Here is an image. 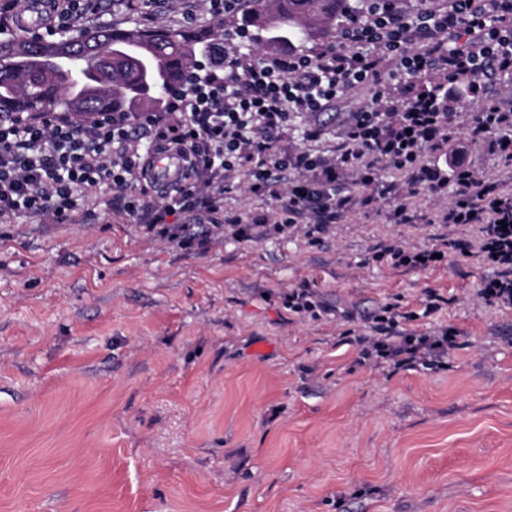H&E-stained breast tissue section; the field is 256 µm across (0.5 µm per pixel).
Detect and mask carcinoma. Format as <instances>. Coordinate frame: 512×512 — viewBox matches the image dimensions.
Segmentation results:
<instances>
[{
	"mask_svg": "<svg viewBox=\"0 0 512 512\" xmlns=\"http://www.w3.org/2000/svg\"><path fill=\"white\" fill-rule=\"evenodd\" d=\"M242 28L266 33L256 42L277 47L320 38L358 0H248ZM209 29H85L41 44L0 37V113L66 112L84 121L98 112L160 109L167 93L187 85L210 54Z\"/></svg>",
	"mask_w": 512,
	"mask_h": 512,
	"instance_id": "carcinoma-1",
	"label": "carcinoma"
}]
</instances>
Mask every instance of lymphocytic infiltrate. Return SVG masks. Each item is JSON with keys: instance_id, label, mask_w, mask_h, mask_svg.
I'll list each match as a JSON object with an SVG mask.
<instances>
[{"instance_id": "1", "label": "lymphocytic infiltrate", "mask_w": 512, "mask_h": 512, "mask_svg": "<svg viewBox=\"0 0 512 512\" xmlns=\"http://www.w3.org/2000/svg\"><path fill=\"white\" fill-rule=\"evenodd\" d=\"M357 88L367 90L369 102L348 113L333 155L274 150L273 134L298 118L307 121L304 139H320L318 115ZM463 90L481 105L468 122L469 136L489 140L493 152L512 162V100L503 97L512 92V0H417L410 8L403 0H366L341 24L335 43L214 60L204 75L169 94L161 112H106L86 125L60 112L0 114V218L70 224L104 197L111 210L191 248L202 243L198 224H222L240 241L298 226L311 237L382 199L394 201L396 223L411 224L421 189L452 184L457 200L438 221L473 225L475 239L444 237L417 250L388 244L375 259L426 268L459 252L496 267L481 284L485 304L512 307V174L490 180L462 168L447 177L423 161L424 149L447 151L464 112ZM146 146L180 156L186 167L159 201L125 194L147 174ZM384 165L403 173L404 183L380 180ZM244 167L254 193L275 202V214L225 213L231 175ZM350 179L363 193L345 191ZM175 214L184 223H168ZM416 318L397 305L384 307L366 339L377 363L433 367L456 348L448 328L432 336L397 332L399 320Z\"/></svg>"}]
</instances>
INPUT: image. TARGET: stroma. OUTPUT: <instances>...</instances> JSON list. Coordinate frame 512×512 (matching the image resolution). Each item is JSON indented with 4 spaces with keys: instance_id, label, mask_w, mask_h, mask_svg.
Returning <instances> with one entry per match:
<instances>
[{
    "instance_id": "1",
    "label": "stroma",
    "mask_w": 512,
    "mask_h": 512,
    "mask_svg": "<svg viewBox=\"0 0 512 512\" xmlns=\"http://www.w3.org/2000/svg\"><path fill=\"white\" fill-rule=\"evenodd\" d=\"M209 0H100L104 28L213 23ZM356 90L324 112L330 155ZM354 210L304 230L183 249L97 206L88 224L0 223V512H512V308L491 268L374 261L463 225ZM312 288L326 313L284 297ZM447 298L425 314L428 289ZM388 303L459 333L442 370L362 358ZM285 306L289 312L297 315L298 317H304L306 315L317 316V307H320L313 300V293L309 290L306 285H303L297 289H292L288 293L285 300Z\"/></svg>"
}]
</instances>
